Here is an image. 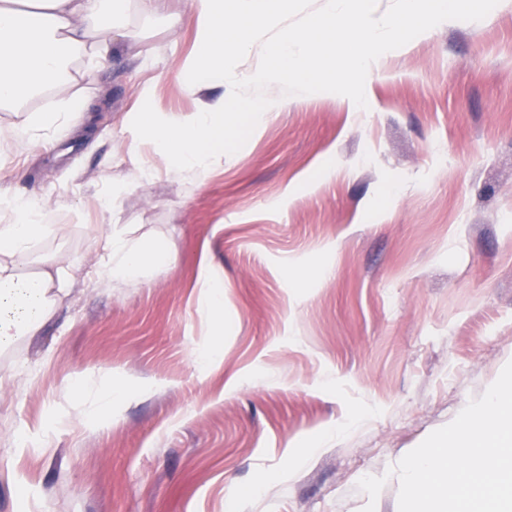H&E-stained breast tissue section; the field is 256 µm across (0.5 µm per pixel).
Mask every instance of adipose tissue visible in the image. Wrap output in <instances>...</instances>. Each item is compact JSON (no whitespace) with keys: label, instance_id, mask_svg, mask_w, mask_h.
Wrapping results in <instances>:
<instances>
[{"label":"adipose tissue","instance_id":"1","mask_svg":"<svg viewBox=\"0 0 512 512\" xmlns=\"http://www.w3.org/2000/svg\"><path fill=\"white\" fill-rule=\"evenodd\" d=\"M0 0V112H15L44 88L67 89L75 79L71 62L86 55L105 58L112 43L126 35L130 6L158 14L163 0H36L32 9ZM197 47L188 58L183 88L201 96L212 84L232 79L229 66L257 40L267 25L287 11L288 0H189ZM269 103L245 102L228 108L224 98L202 99L186 116L144 113L139 126L177 174L202 177L223 166L227 136L241 117L258 122ZM49 199L29 201L0 193V349L18 336L36 335L53 304L75 281L66 257L44 261L32 278L19 274V262L35 240L50 232L44 217ZM97 276L104 284L141 281L146 269L168 257L159 244L145 245L121 231H98Z\"/></svg>","mask_w":512,"mask_h":512}]
</instances>
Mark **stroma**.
<instances>
[{
  "instance_id": "1",
  "label": "stroma",
  "mask_w": 512,
  "mask_h": 512,
  "mask_svg": "<svg viewBox=\"0 0 512 512\" xmlns=\"http://www.w3.org/2000/svg\"><path fill=\"white\" fill-rule=\"evenodd\" d=\"M128 29L103 64L75 63L68 94L88 110L0 153V188L51 198L65 227L20 275L54 253L83 271L0 352V512H361L367 475L387 478L376 512H398L388 468L512 360V4L379 59L366 109L269 86L275 111L201 181L146 143L149 172L128 158L141 113L199 104L181 77L188 2ZM95 224L172 260L143 284L87 278ZM79 380L125 396L90 414Z\"/></svg>"
}]
</instances>
